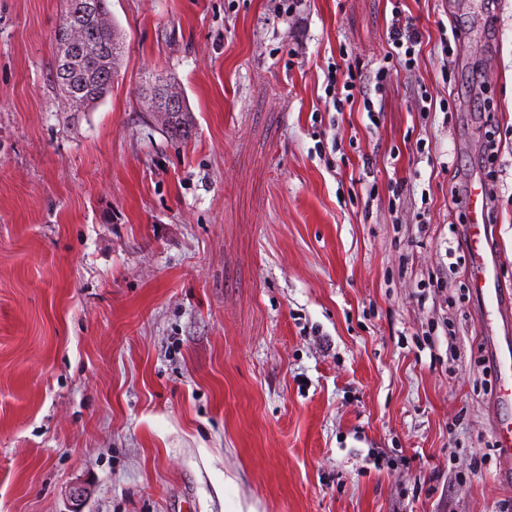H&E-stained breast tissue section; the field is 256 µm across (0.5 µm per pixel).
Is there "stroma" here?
I'll use <instances>...</instances> for the list:
<instances>
[{
    "label": "stroma",
    "instance_id": "stroma-1",
    "mask_svg": "<svg viewBox=\"0 0 512 512\" xmlns=\"http://www.w3.org/2000/svg\"><path fill=\"white\" fill-rule=\"evenodd\" d=\"M402 3L423 43L372 120L324 111L325 74L379 65L389 0H108L122 64L82 112L52 75L66 0H0V512L512 500V350L448 251L492 179L512 291V0ZM166 75L181 142L143 99Z\"/></svg>",
    "mask_w": 512,
    "mask_h": 512
}]
</instances>
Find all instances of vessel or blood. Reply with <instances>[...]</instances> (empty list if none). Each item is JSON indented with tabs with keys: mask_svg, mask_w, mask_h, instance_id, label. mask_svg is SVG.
Here are the masks:
<instances>
[{
	"mask_svg": "<svg viewBox=\"0 0 512 512\" xmlns=\"http://www.w3.org/2000/svg\"><path fill=\"white\" fill-rule=\"evenodd\" d=\"M470 223L467 227L472 286L485 313L500 319L512 318V294L501 288L496 278L494 257L487 248L491 232L489 210L483 185L473 186L467 201Z\"/></svg>",
	"mask_w": 512,
	"mask_h": 512,
	"instance_id": "1",
	"label": "vessel or blood"
}]
</instances>
